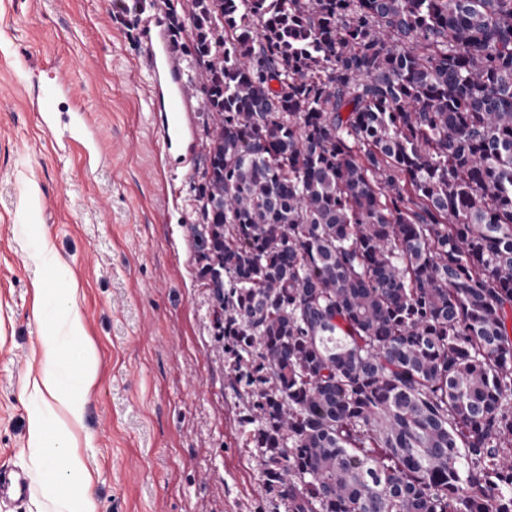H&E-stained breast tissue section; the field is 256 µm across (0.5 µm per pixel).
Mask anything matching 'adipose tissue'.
<instances>
[{
    "instance_id": "1",
    "label": "adipose tissue",
    "mask_w": 512,
    "mask_h": 512,
    "mask_svg": "<svg viewBox=\"0 0 512 512\" xmlns=\"http://www.w3.org/2000/svg\"><path fill=\"white\" fill-rule=\"evenodd\" d=\"M77 288H60L53 302L37 304L33 311L41 327L39 344L40 372L25 375L24 386L32 388L44 404L43 409L29 416V446L42 463L36 481L50 512H71L72 478L90 480L91 474L82 458L69 444L56 446L45 454V439L50 430L70 431L81 426L86 398L96 381L98 359L95 350L85 341V326L76 310ZM81 343L76 360L63 359L61 342Z\"/></svg>"
}]
</instances>
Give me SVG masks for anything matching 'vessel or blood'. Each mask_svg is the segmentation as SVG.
Returning <instances> with one entry per match:
<instances>
[{"label": "vessel or blood", "instance_id": "vessel-or-blood-1", "mask_svg": "<svg viewBox=\"0 0 512 512\" xmlns=\"http://www.w3.org/2000/svg\"><path fill=\"white\" fill-rule=\"evenodd\" d=\"M152 60L158 61L167 72L165 86L156 88L153 96V109L160 139L165 149L179 147L185 133L186 114L193 95L185 81L180 60L170 43H149L147 46ZM32 105L36 111L51 113L59 96L70 94L72 88L65 78H53L50 84H42L33 79ZM30 478L19 467L0 468V507L9 508L25 501L30 492Z\"/></svg>", "mask_w": 512, "mask_h": 512}]
</instances>
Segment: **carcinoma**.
I'll use <instances>...</instances> for the list:
<instances>
[{
    "instance_id": "obj_1",
    "label": "carcinoma",
    "mask_w": 512,
    "mask_h": 512,
    "mask_svg": "<svg viewBox=\"0 0 512 512\" xmlns=\"http://www.w3.org/2000/svg\"><path fill=\"white\" fill-rule=\"evenodd\" d=\"M196 198L288 512H512V0H188Z\"/></svg>"
}]
</instances>
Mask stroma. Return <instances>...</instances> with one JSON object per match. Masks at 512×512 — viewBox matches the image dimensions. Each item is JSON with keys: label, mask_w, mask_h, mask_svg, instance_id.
I'll list each match as a JSON object with an SVG mask.
<instances>
[{"label": "stroma", "mask_w": 512, "mask_h": 512, "mask_svg": "<svg viewBox=\"0 0 512 512\" xmlns=\"http://www.w3.org/2000/svg\"><path fill=\"white\" fill-rule=\"evenodd\" d=\"M153 2L0 0V467H33L34 285L49 299L72 278L98 376L83 426L45 446H76L96 512H288L253 459L199 275L203 153L186 167L160 148L146 34L170 22ZM50 62L75 84L51 115L29 108L31 74ZM44 242L54 258L38 265Z\"/></svg>", "instance_id": "stroma-1"}]
</instances>
